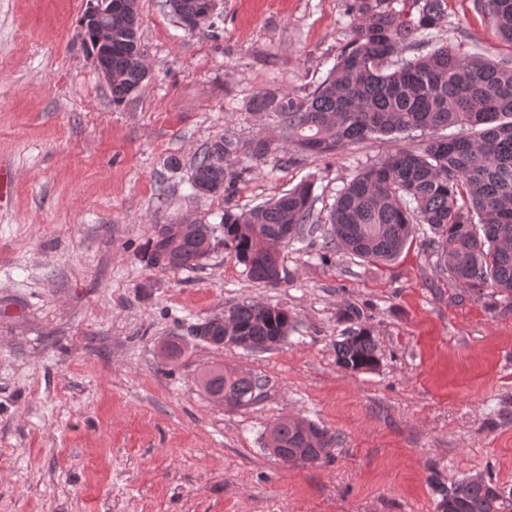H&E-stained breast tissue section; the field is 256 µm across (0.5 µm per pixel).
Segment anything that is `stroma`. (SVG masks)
<instances>
[{
	"instance_id": "35a3bbf8",
	"label": "stroma",
	"mask_w": 512,
	"mask_h": 512,
	"mask_svg": "<svg viewBox=\"0 0 512 512\" xmlns=\"http://www.w3.org/2000/svg\"><path fill=\"white\" fill-rule=\"evenodd\" d=\"M148 76L113 104L74 34L87 0H0V512H437L475 476L512 488V297L458 286L423 250L393 261L322 237L285 247V282L250 279L221 248L193 269L142 258L156 224L190 216L224 234L241 211L297 184L314 210L388 138L289 162L265 92L301 96L328 74L352 26L346 0H221L217 28L185 30L164 0H136ZM512 57L471 0H448L441 39ZM232 133L231 199L195 196L191 163ZM265 140L270 151L254 158ZM243 301L288 311L284 341L215 346L193 326ZM359 308L380 364L349 372L336 342ZM181 339L177 358L162 345ZM263 377L257 403L205 393L215 367ZM338 433L326 459L265 448L283 417Z\"/></svg>"
}]
</instances>
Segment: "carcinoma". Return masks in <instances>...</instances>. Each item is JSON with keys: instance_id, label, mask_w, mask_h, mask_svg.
I'll list each match as a JSON object with an SVG mask.
<instances>
[{"instance_id": "1", "label": "carcinoma", "mask_w": 512, "mask_h": 512, "mask_svg": "<svg viewBox=\"0 0 512 512\" xmlns=\"http://www.w3.org/2000/svg\"><path fill=\"white\" fill-rule=\"evenodd\" d=\"M112 2V37L100 46L91 29L76 38L94 57H108L115 81L112 103L136 93L145 77L144 48L134 21L123 17L128 0ZM474 11L495 24L512 42V0H472ZM171 14L186 21L198 16L205 0H166ZM353 17L350 39L336 64L316 88L303 96L266 94L255 104L271 112L296 158L330 156L344 145L421 130L455 127L457 135L430 136L366 164L337 193L323 230L320 258L340 247L371 263L393 260L426 224L425 246L448 280L469 288H494L512 296V59L497 62L460 50L459 44L433 43L448 23V0H348ZM433 46L426 52L424 48ZM418 54L405 57L407 50ZM224 149V165L214 148ZM239 143L221 137L197 156L191 187L220 184L230 193L241 177L231 168ZM311 185L235 212L224 210V248L235 253L249 277L270 282L278 258L274 246L305 243L315 230ZM217 243L213 228L194 223L172 240L149 238L147 263L160 267L168 253L176 262L163 269H192ZM230 326L194 327L197 336L247 350H263L288 335V311L254 302L224 309ZM336 362L350 372H368L378 363L372 333L350 329L336 342ZM204 391L230 407L258 402L267 381L259 376L212 369L201 378ZM275 451L314 460L336 446V434L302 418L272 425ZM439 512H512V488L483 477L454 484L442 495Z\"/></svg>"}]
</instances>
